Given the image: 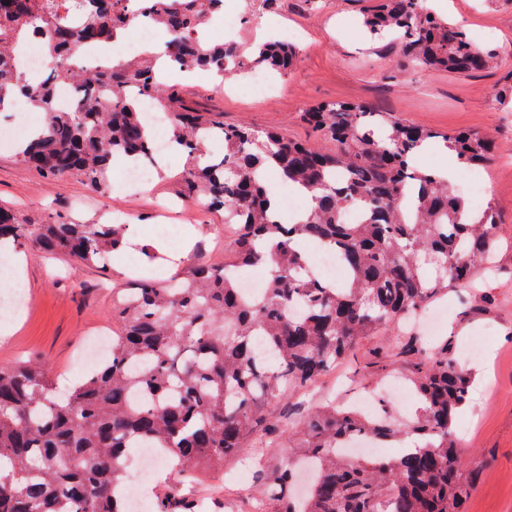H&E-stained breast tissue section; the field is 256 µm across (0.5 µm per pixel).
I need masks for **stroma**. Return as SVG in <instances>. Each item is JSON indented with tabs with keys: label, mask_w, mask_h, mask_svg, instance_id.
I'll use <instances>...</instances> for the list:
<instances>
[{
	"label": "stroma",
	"mask_w": 512,
	"mask_h": 512,
	"mask_svg": "<svg viewBox=\"0 0 512 512\" xmlns=\"http://www.w3.org/2000/svg\"><path fill=\"white\" fill-rule=\"evenodd\" d=\"M423 6L462 27L480 46L499 52L502 66L480 74L407 68L398 50L371 38L362 24L361 0H319L315 5L310 0H280L276 10L242 24L235 36L240 46L248 47L258 44V32L266 26L302 33L294 67L277 76L267 98L252 94L244 75L219 86L211 75L198 72L177 82L176 90L186 107L217 114L225 126L273 129L313 147L321 140L300 114L329 101L372 106L441 133L470 131L494 138L496 152L481 169L489 192L473 206L492 207L498 216L495 266L479 271L464 301L453 296L438 301L445 316L434 335L452 338L459 346L475 336L489 337L484 351L492 361L486 367L472 361L475 381L458 423L464 458L479 468L465 508L512 512V105L498 101L502 91L512 88V0H424ZM12 125V118L0 114V208L21 221L101 223L116 211L142 242L155 241V225L193 224L201 231L212 263L223 264L232 256L235 231L225 226L223 213L186 193L185 155L169 156L153 191L119 186L106 197L74 175L38 176L19 157ZM23 252L26 293L33 308L11 316V291L0 288V324L15 327L11 335H0V367L39 360L54 382H79L81 374L71 367L99 328L112 327V291L128 282L116 268L130 256H115L111 266L103 268L79 265L31 245ZM388 342L385 336L364 339L334 373L308 386L301 402L310 408L333 395L347 401L362 393L383 395L378 377L362 379L358 372L367 363L383 361L391 378L408 373V357L389 356ZM292 454L284 446L248 449L226 460L223 473L208 475L206 483L214 487L216 497H228L232 512H252L254 502L238 493L236 478L256 472L261 461L276 468Z\"/></svg>",
	"instance_id": "obj_1"
}]
</instances>
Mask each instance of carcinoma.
Listing matches in <instances>:
<instances>
[{"label": "carcinoma", "instance_id": "1", "mask_svg": "<svg viewBox=\"0 0 512 512\" xmlns=\"http://www.w3.org/2000/svg\"><path fill=\"white\" fill-rule=\"evenodd\" d=\"M129 0H0V112L22 93L44 114L39 135L19 149L43 176L76 175L97 191L112 190V165L127 158L158 166L154 132L143 103L170 114L172 138L188 159V193L224 209L236 227L235 259L211 264L201 251L182 261L171 280L141 273L112 291L119 325L101 367L66 396L54 394L46 365L0 369V512H128L122 459L130 448H156L181 470L182 481L159 497L160 512H198L183 486L224 470L249 438L280 434L297 463L313 469L305 494L293 493L288 465L265 477L264 495L278 512H464L477 478L465 470L457 416L472 373L448 345L413 340L397 347L411 357L407 384L421 402L400 424L327 402L295 427L270 421L266 404L293 396L336 368L357 344L401 324L448 288H467L490 264L498 242L488 207L471 222L465 198L432 170L417 166L426 143L443 142L458 164L477 166L492 153L487 134H442L342 101L303 113L332 148L314 150L275 131L228 128L192 112L164 85L147 53L87 69L77 53L112 43L127 31ZM375 40L394 34L415 69L482 73L499 56L462 29L425 9L421 0H363ZM143 18L167 35L182 70L221 77L255 67L286 70L296 47L281 40L248 50L201 37L224 0H141ZM38 40L57 66L35 82L15 65L14 47ZM73 90L70 107L58 87ZM309 189L315 207L291 224L269 204L266 176ZM357 210L354 224L343 215ZM124 224H23L0 210V242L33 245L84 264H104L124 246ZM338 253L341 282L309 274L304 245ZM267 273L260 298L238 288L241 268ZM416 438L396 455L352 457V439L386 447Z\"/></svg>", "mask_w": 512, "mask_h": 512}]
</instances>
